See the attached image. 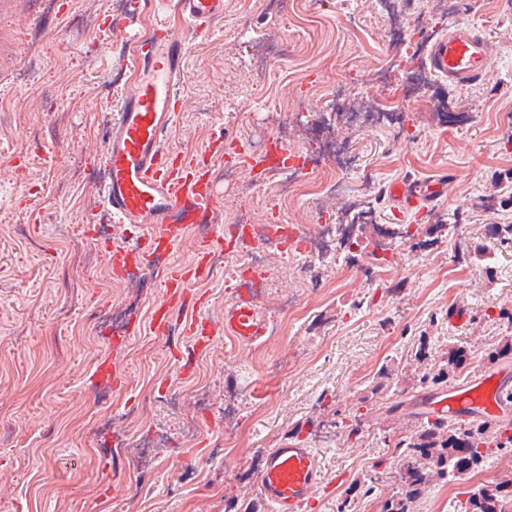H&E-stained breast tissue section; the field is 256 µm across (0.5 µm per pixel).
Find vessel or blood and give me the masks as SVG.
Returning a JSON list of instances; mask_svg holds the SVG:
<instances>
[{
    "label": "vessel or blood",
    "mask_w": 512,
    "mask_h": 512,
    "mask_svg": "<svg viewBox=\"0 0 512 512\" xmlns=\"http://www.w3.org/2000/svg\"><path fill=\"white\" fill-rule=\"evenodd\" d=\"M163 9L178 12L188 31L202 34L223 14L224 0H163ZM184 56L183 41L167 32L157 33L138 53L133 85L108 128L105 203L119 223L142 228L150 249L156 252L173 249L190 225L214 224L218 204L210 188L208 161L172 157L162 148V137L175 120L176 85ZM492 61L490 42L481 29L473 26H449L427 54L431 71L460 87L486 78L492 71ZM236 160L256 184L266 182L270 170L266 159L241 150ZM447 190L448 181L442 176L401 179L386 188L390 201L399 210L424 209L427 203L443 198ZM214 226L209 243L197 248L191 263L167 270L162 282L163 298L151 315L155 333L168 331L175 310L183 305L188 283L204 275L211 246L224 244L223 226ZM184 327L193 336L198 351L223 336L242 346L266 344L272 329L260 276L250 274L236 279L232 297L224 307L223 323L214 325L193 317L186 320ZM511 389L500 372L480 373L433 401L432 415L453 419L470 412L495 423ZM319 477L320 462L313 450L299 442H285L269 449L256 476L255 496L271 506L273 512H301Z\"/></svg>",
    "instance_id": "vessel-or-blood-1"
}]
</instances>
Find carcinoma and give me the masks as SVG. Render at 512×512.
I'll return each mask as SVG.
<instances>
[{
  "label": "carcinoma",
  "mask_w": 512,
  "mask_h": 512,
  "mask_svg": "<svg viewBox=\"0 0 512 512\" xmlns=\"http://www.w3.org/2000/svg\"><path fill=\"white\" fill-rule=\"evenodd\" d=\"M465 349L451 348L443 365L435 373L425 372L415 380V387L427 390L452 379L469 365ZM483 420L445 421L424 419L406 437L394 443L400 449L403 464L401 492L385 500L381 512H414V504L424 498L437 482L460 484L479 473L494 455H511L506 460L512 471V427L501 425L495 435L488 434ZM455 512H502L512 505V476L494 483L467 485Z\"/></svg>",
  "instance_id": "carcinoma-1"
}]
</instances>
